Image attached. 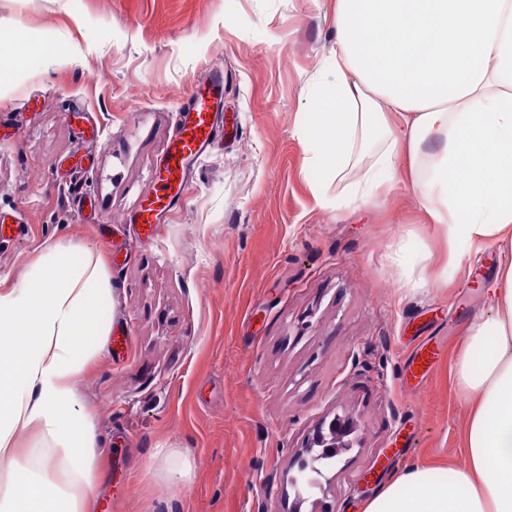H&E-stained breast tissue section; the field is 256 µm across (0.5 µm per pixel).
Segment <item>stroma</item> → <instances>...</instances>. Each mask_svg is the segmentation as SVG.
<instances>
[{"instance_id": "stroma-1", "label": "stroma", "mask_w": 512, "mask_h": 512, "mask_svg": "<svg viewBox=\"0 0 512 512\" xmlns=\"http://www.w3.org/2000/svg\"><path fill=\"white\" fill-rule=\"evenodd\" d=\"M335 20L336 0H0V60L18 30L61 55L0 86V220L25 227L0 236V277L62 242L103 254L113 289L77 386L103 472L93 512H288V472L337 414L358 443L319 496L333 512H363L413 464L465 461L452 366L498 255L445 268L405 178L374 204L318 202L299 119ZM216 70L224 136L143 230L178 107ZM424 343L440 352L427 372Z\"/></svg>"}]
</instances>
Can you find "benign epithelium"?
Returning <instances> with one entry per match:
<instances>
[{"label": "benign epithelium", "mask_w": 512, "mask_h": 512, "mask_svg": "<svg viewBox=\"0 0 512 512\" xmlns=\"http://www.w3.org/2000/svg\"><path fill=\"white\" fill-rule=\"evenodd\" d=\"M354 432V421L350 418L335 416L328 424H320L306 446L302 448L301 459L296 472L288 475V483L296 493V506L292 512H300V506L307 501V495L315 489H323V483L329 482L327 469L328 455H336L352 446L348 437Z\"/></svg>", "instance_id": "benign-epithelium-1"}]
</instances>
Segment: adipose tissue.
Returning <instances> with one entry per match:
<instances>
[{"label":"adipose tissue","instance_id":"ef3b65f1","mask_svg":"<svg viewBox=\"0 0 512 512\" xmlns=\"http://www.w3.org/2000/svg\"><path fill=\"white\" fill-rule=\"evenodd\" d=\"M335 45L299 122L315 194L342 181L337 205L369 203L403 171L449 263L503 256L454 364L464 465H413L364 512H512V0H336ZM111 294L102 261L61 244L0 278V512H91L101 471L76 387Z\"/></svg>","mask_w":512,"mask_h":512}]
</instances>
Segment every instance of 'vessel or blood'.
Listing matches in <instances>:
<instances>
[{"label": "vessel or blood", "instance_id": "obj_1", "mask_svg": "<svg viewBox=\"0 0 512 512\" xmlns=\"http://www.w3.org/2000/svg\"><path fill=\"white\" fill-rule=\"evenodd\" d=\"M223 92V75L213 73L194 85L186 101L180 104L177 132L168 146L158 187L138 212L140 224H155L159 212L170 206L178 195L190 166L211 145L217 134L215 117Z\"/></svg>", "mask_w": 512, "mask_h": 512}]
</instances>
